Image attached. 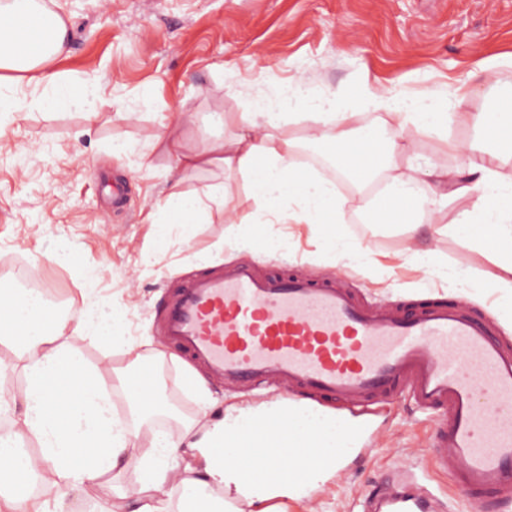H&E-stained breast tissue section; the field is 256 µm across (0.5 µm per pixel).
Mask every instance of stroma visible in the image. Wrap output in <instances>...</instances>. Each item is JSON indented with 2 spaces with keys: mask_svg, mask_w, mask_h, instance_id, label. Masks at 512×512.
I'll use <instances>...</instances> for the list:
<instances>
[{
  "mask_svg": "<svg viewBox=\"0 0 512 512\" xmlns=\"http://www.w3.org/2000/svg\"><path fill=\"white\" fill-rule=\"evenodd\" d=\"M70 20V52L55 71L99 89V117L86 125L80 109L46 112L28 106L0 137V257L14 254L59 284L71 306L94 288L118 312L119 333L142 358L164 356L167 381L149 384L131 366L124 348L106 344L70 323L65 339L89 365L98 367L113 393L118 416L142 434L178 432L191 421L221 418L227 407L254 409L243 393H228L211 379L209 403H201L185 374L191 365L166 348L155 316L169 287L195 275L198 255L215 266L241 261L260 271L294 270L319 279L343 276L345 287L368 301L413 304L423 299L468 301L474 310L498 313L512 295L491 285L500 273L489 229L482 248L453 236L476 197H435L418 230L376 227L360 256L331 248L326 233L309 224H248L254 200L236 173L185 174L182 190L200 192L223 182L243 221L196 225L186 240H156L157 201L171 186L168 159L151 149L154 136L177 113L193 117L183 134L195 143L231 137L256 89L303 80L333 93L364 126L397 119L368 110L356 99L360 87H399L412 94L447 96V130L414 133L408 148L387 160L384 177L414 168L456 171L463 163L493 161L502 186H512V153L500 151L472 114L489 111L500 88L512 84V68L486 83L484 70L512 58V0H54ZM125 154L113 155L114 142ZM287 240L268 255L265 238ZM430 249L426 268L410 249ZM486 282L480 296L455 285L457 271ZM98 280H89V273ZM17 350L0 344V430L17 429L25 378ZM154 391L157 406L148 423L132 414L123 384ZM437 417L400 398L375 416L374 441L347 460L309 495L279 499L281 512H358L359 501L399 470L416 472L446 503L447 512H476L443 473L432 448ZM119 480L103 479L91 493L57 497L51 483L34 475L37 495L58 498L61 512H108L118 496L134 502L138 459L124 461Z\"/></svg>",
  "mask_w": 512,
  "mask_h": 512,
  "instance_id": "35a3bbf8",
  "label": "stroma"
}]
</instances>
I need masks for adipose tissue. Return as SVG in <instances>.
<instances>
[{"instance_id":"ef3b65f1","label":"adipose tissue","mask_w":512,"mask_h":512,"mask_svg":"<svg viewBox=\"0 0 512 512\" xmlns=\"http://www.w3.org/2000/svg\"><path fill=\"white\" fill-rule=\"evenodd\" d=\"M69 48L64 15L47 8L42 0H0V122L26 107V98L18 96L16 88L27 85L37 90L38 107L55 110L79 104L85 109L87 124L95 123L93 86L65 80L53 69L54 61ZM360 98L375 110L401 115L404 124L419 131L445 127L450 118L447 107L436 106L431 95L414 97L367 85ZM303 108L312 111L316 121L310 141L336 145L335 162L348 174L360 173L367 150L377 149L385 158L405 146L401 131L383 137L367 127L353 129L350 113L341 110L336 96L283 84L277 92L253 98L229 143L193 147L172 128L156 135L152 147L171 161L174 181L156 206L160 241H168L176 228L190 236L194 226L207 223L215 211L223 213L225 223H237L223 184L208 186L200 194L179 189L184 172L209 167L236 171L246 180L257 204L250 223L314 224L335 230L343 220L335 184L297 169L292 161L299 140L289 135L288 127ZM466 173L474 177V184L437 173L428 190L422 187V172L396 175L390 197L397 210L375 205L362 214L380 224H405L412 232L418 227L415 206L428 204L430 194L465 197L479 193L468 219L451 225L450 230L477 245L481 242L477 228L492 227L497 242L494 261L502 271L494 285L512 289V190L499 183L491 166L471 163ZM5 294L8 301L0 309V340H11L20 348L26 380L21 397L22 433L35 437L40 455L34 460L18 449L20 433L0 435V479L8 485L7 495L0 498V512H13L20 503L26 512H50L48 501L30 490L29 477L36 468L51 474L60 494L86 492L103 476L120 472L125 457L132 453L142 466L136 512H168L166 478L172 463L181 457L186 460L177 483L182 512H271V500L298 496L297 488L260 478L243 487L241 470L224 457L228 451L242 453L247 446L245 431L260 434L265 424L288 413L282 402L260 411H229L202 425L187 424L175 434L156 432L150 440H140L138 432L117 418L99 373L66 342V320L29 289L9 288ZM81 327L103 341H122L114 310L90 289L84 295Z\"/></svg>"}]
</instances>
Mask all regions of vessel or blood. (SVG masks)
<instances>
[{"label":"vessel or blood","instance_id":"b4317fda","mask_svg":"<svg viewBox=\"0 0 512 512\" xmlns=\"http://www.w3.org/2000/svg\"><path fill=\"white\" fill-rule=\"evenodd\" d=\"M160 320L167 343L227 388L274 384L313 421H336L343 450L276 458L266 449L243 463L245 480L300 486L289 461L302 453L320 470H340L378 408L407 395L439 418L438 466L477 512L512 507V346L491 314L460 301L368 303L333 279L240 263L202 268L171 288ZM434 502L408 480L381 486L360 512H436Z\"/></svg>","mask_w":512,"mask_h":512}]
</instances>
